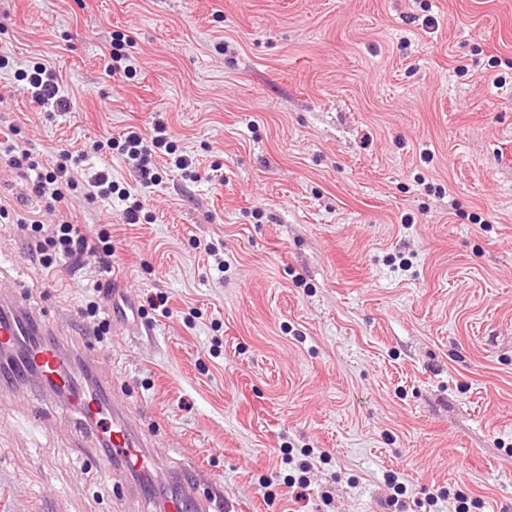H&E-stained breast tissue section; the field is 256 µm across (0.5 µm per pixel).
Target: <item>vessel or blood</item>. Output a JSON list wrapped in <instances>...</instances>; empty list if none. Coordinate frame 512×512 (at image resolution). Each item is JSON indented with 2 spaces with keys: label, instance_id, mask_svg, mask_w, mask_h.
I'll list each match as a JSON object with an SVG mask.
<instances>
[{
  "label": "vessel or blood",
  "instance_id": "1",
  "mask_svg": "<svg viewBox=\"0 0 512 512\" xmlns=\"http://www.w3.org/2000/svg\"><path fill=\"white\" fill-rule=\"evenodd\" d=\"M112 324L131 331L140 324L139 311L123 290L112 291ZM49 319L38 311L25 309L16 300L0 303V350L19 349L18 357L0 367L11 385L20 386L31 373L66 392L74 409L94 423L105 438L104 455L114 470L135 477L138 487L149 497H161L163 512H212L210 501L195 496L190 478H183L178 494L162 495L155 483L158 460L151 442L143 435L137 418L111 389L93 387L85 390L71 370L73 356L52 339Z\"/></svg>",
  "mask_w": 512,
  "mask_h": 512
}]
</instances>
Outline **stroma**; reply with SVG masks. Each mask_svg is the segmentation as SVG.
<instances>
[{"label": "stroma", "instance_id": "stroma-1", "mask_svg": "<svg viewBox=\"0 0 512 512\" xmlns=\"http://www.w3.org/2000/svg\"><path fill=\"white\" fill-rule=\"evenodd\" d=\"M0 58V141L131 184L81 149L159 115L198 165L160 164L142 224L72 200L119 287L168 298L94 350L167 491L187 465L214 512H398L393 473L399 512L450 487L512 512V0H0ZM43 60L69 111L18 82ZM97 269L48 276L0 219V296L76 352ZM292 448L329 454L300 501ZM102 453L64 398L0 384V512H159Z\"/></svg>", "mask_w": 512, "mask_h": 512}]
</instances>
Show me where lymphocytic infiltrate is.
<instances>
[{
  "instance_id": "f902f5d3",
  "label": "lymphocytic infiltrate",
  "mask_w": 512,
  "mask_h": 512,
  "mask_svg": "<svg viewBox=\"0 0 512 512\" xmlns=\"http://www.w3.org/2000/svg\"><path fill=\"white\" fill-rule=\"evenodd\" d=\"M34 100L49 112H65L70 108L68 98L61 95L59 81L55 71L47 65L34 67L28 76ZM156 135L152 140H144L137 132H128L120 146L121 152L138 159L139 180L143 187H150L158 180L155 171V159L166 155L170 164L180 170L183 177L194 180L198 174L192 162L186 156L177 154L175 146L169 141L167 127L156 122ZM8 166L28 177L33 196L46 204L50 211L56 212L58 222L52 230H45L35 212H26L19 219L20 224L30 227L33 237L31 251L39 255L45 269L51 273L60 272L70 261L90 247L88 237L78 224L71 211L70 199L73 193L83 192L87 199H109L118 197L124 201L123 218L125 223H139L143 211L140 199L132 198L129 190L121 188L114 181L108 168L93 173H80L69 169L65 159L39 162L33 159L29 149L17 142H7L0 146Z\"/></svg>"
}]
</instances>
